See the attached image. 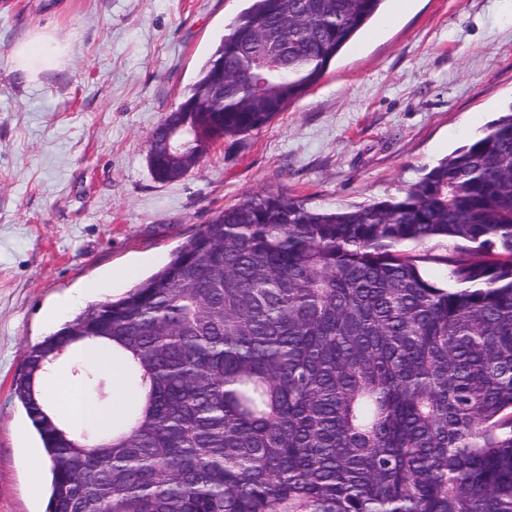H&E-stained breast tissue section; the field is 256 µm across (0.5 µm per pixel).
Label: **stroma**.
Wrapping results in <instances>:
<instances>
[{
	"mask_svg": "<svg viewBox=\"0 0 512 512\" xmlns=\"http://www.w3.org/2000/svg\"><path fill=\"white\" fill-rule=\"evenodd\" d=\"M245 0H0V512H45L12 395L52 309L123 295L225 207L283 189L317 208L400 197L512 108V0H384L324 78L259 130L161 182L148 138ZM46 39L25 76L15 49Z\"/></svg>",
	"mask_w": 512,
	"mask_h": 512,
	"instance_id": "1",
	"label": "stroma"
}]
</instances>
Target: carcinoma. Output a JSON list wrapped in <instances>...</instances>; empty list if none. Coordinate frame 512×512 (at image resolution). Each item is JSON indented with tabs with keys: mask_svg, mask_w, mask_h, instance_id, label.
<instances>
[{
	"mask_svg": "<svg viewBox=\"0 0 512 512\" xmlns=\"http://www.w3.org/2000/svg\"><path fill=\"white\" fill-rule=\"evenodd\" d=\"M247 2L149 137L162 181L317 84L382 0ZM185 121L195 145L171 156ZM433 240L448 253L403 250ZM96 342L130 357L143 402L87 441L40 384L57 347ZM72 377L110 393L92 364ZM14 395L50 462L47 512H512V111L398 198L246 195L31 346Z\"/></svg>",
	"mask_w": 512,
	"mask_h": 512,
	"instance_id": "carcinoma-1",
	"label": "carcinoma"
}]
</instances>
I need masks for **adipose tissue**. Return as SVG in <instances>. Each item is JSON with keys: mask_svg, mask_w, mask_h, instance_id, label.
<instances>
[{"mask_svg": "<svg viewBox=\"0 0 512 512\" xmlns=\"http://www.w3.org/2000/svg\"><path fill=\"white\" fill-rule=\"evenodd\" d=\"M88 359L112 377V402L109 406L96 405L76 382L59 374L46 376L44 398L55 413L67 417L75 428L91 422L123 421L137 398V391L128 380L124 360L112 355L105 346L92 350Z\"/></svg>", "mask_w": 512, "mask_h": 512, "instance_id": "ef3b65f1", "label": "adipose tissue"}]
</instances>
